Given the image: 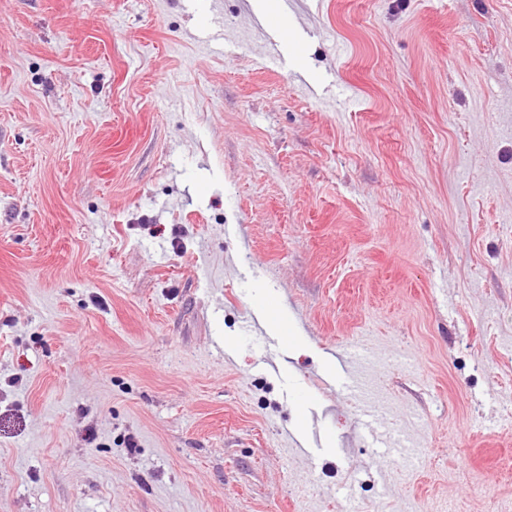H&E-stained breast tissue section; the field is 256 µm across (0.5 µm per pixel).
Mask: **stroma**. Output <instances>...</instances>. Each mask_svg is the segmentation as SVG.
<instances>
[{"label": "stroma", "instance_id": "obj_1", "mask_svg": "<svg viewBox=\"0 0 512 512\" xmlns=\"http://www.w3.org/2000/svg\"><path fill=\"white\" fill-rule=\"evenodd\" d=\"M241 2L0 0V512H512V0ZM306 0H282L280 8L274 13L255 14L252 10L251 3L248 0L244 3V14L262 32H275L279 37V45L290 48L292 59L297 65L299 61L303 45L296 41L295 32L292 29L288 34V18L293 19L296 26L302 27L306 25V15L304 13V3ZM255 311L256 315L249 322L250 327L264 334H268L273 327L276 334L274 342L281 348H288L295 336L279 303L272 297H263L257 301ZM357 363V357L348 352L341 355L336 363L337 386L345 395L354 398L360 394L356 372Z\"/></svg>", "mask_w": 512, "mask_h": 512}]
</instances>
